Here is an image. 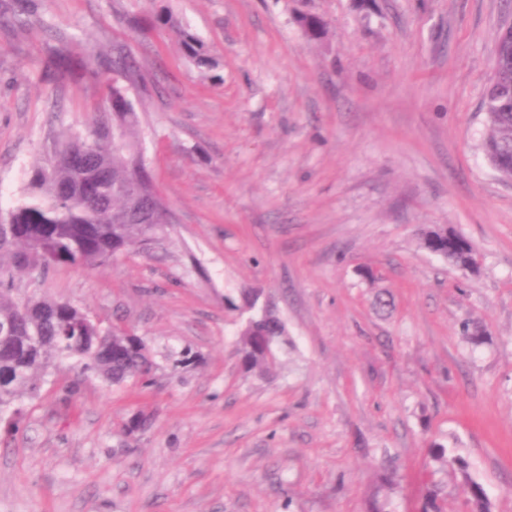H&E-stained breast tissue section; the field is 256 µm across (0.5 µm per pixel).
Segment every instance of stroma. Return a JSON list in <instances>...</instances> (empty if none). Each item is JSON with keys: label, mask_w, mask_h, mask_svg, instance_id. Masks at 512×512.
I'll use <instances>...</instances> for the list:
<instances>
[{"label": "stroma", "mask_w": 512, "mask_h": 512, "mask_svg": "<svg viewBox=\"0 0 512 512\" xmlns=\"http://www.w3.org/2000/svg\"><path fill=\"white\" fill-rule=\"evenodd\" d=\"M164 4L221 82L174 32L146 31L150 0H33L0 26V209L100 104L57 58L120 46L148 76L127 94L170 217L149 253L18 288L122 317L155 355L194 354L121 386L59 362L0 414V512H421L435 442L512 512V181L482 151L512 0ZM429 225L466 238L477 273L426 251ZM245 289L286 329L262 373L234 355L225 300Z\"/></svg>", "instance_id": "stroma-1"}]
</instances>
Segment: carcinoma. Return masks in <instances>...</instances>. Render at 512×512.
I'll return each mask as SVG.
<instances>
[{
    "label": "carcinoma",
    "mask_w": 512,
    "mask_h": 512,
    "mask_svg": "<svg viewBox=\"0 0 512 512\" xmlns=\"http://www.w3.org/2000/svg\"><path fill=\"white\" fill-rule=\"evenodd\" d=\"M152 26L178 33L180 45L198 67L213 71L218 60L199 38L184 28L159 0H153ZM112 71L140 84L145 75L131 56L110 61ZM483 111L489 133L484 154L498 175L512 179V39L495 40V64ZM140 116L126 89L105 85L103 107L89 127L46 148L44 162L26 174L17 204L0 217V324L12 325L10 338H0V412L37 395L39 381L55 362L74 358L85 374L119 386L149 379L159 364L143 338L118 325L108 327L59 299L22 294L21 276L43 275L52 266L97 268L109 264L131 246L143 251L159 238L168 210L156 190L150 165L138 137ZM448 247V228L433 225L421 232V245L449 264L465 270L477 265L467 240ZM246 314L237 343L241 368L262 370L274 359L285 336L281 320L257 306V295L242 293ZM439 470L461 474L466 512H490L483 488L471 479L467 462L441 444L430 448Z\"/></svg>",
    "instance_id": "carcinoma-1"
}]
</instances>
